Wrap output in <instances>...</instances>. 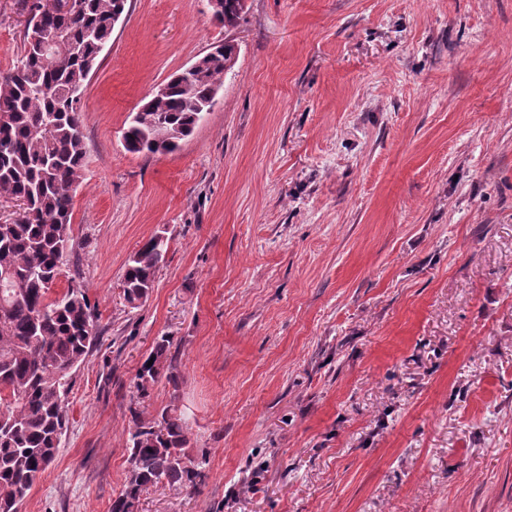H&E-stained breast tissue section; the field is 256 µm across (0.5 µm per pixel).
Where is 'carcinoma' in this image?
<instances>
[{
  "label": "carcinoma",
  "mask_w": 512,
  "mask_h": 512,
  "mask_svg": "<svg viewBox=\"0 0 512 512\" xmlns=\"http://www.w3.org/2000/svg\"><path fill=\"white\" fill-rule=\"evenodd\" d=\"M246 0H224L215 19L237 26ZM130 0H76L61 11L54 0H32L36 22L26 27L20 63L0 76V198L23 212L0 224V512H19L54 461L69 424L71 375L98 339L95 307L87 288L71 279L57 291L61 266L71 251L73 199L85 165L81 95L98 46L107 43L114 17ZM68 39L45 52L35 30ZM237 45L218 42L198 59L191 77L177 73L164 96L150 97L122 133L124 149L154 156L179 148L212 108L224 75L237 62ZM162 235L147 239L126 262L123 298L132 309L145 301L168 252ZM170 336L158 337L139 367V403L165 378L178 388L180 375ZM190 427L175 404L145 418L131 413L129 471L111 512H138L141 493L164 486L189 493L206 477L209 458L189 448Z\"/></svg>",
  "instance_id": "1"
}]
</instances>
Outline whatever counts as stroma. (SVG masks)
<instances>
[{"label": "stroma", "instance_id": "obj_1", "mask_svg": "<svg viewBox=\"0 0 512 512\" xmlns=\"http://www.w3.org/2000/svg\"><path fill=\"white\" fill-rule=\"evenodd\" d=\"M25 0H0V74ZM233 41L213 109L172 153L122 130L157 85ZM87 154L59 287L99 339L22 512H110L133 381L172 336L209 453L138 512H512V0H131L83 98ZM169 240L148 299L126 261ZM224 1V2H223ZM210 0L209 7L213 12H224L213 17L224 24V29L237 26L246 8V0Z\"/></svg>", "mask_w": 512, "mask_h": 512}]
</instances>
